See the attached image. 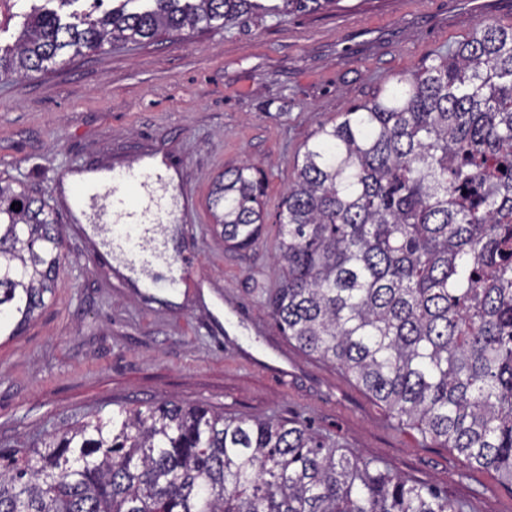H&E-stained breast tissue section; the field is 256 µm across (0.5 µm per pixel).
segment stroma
<instances>
[{
    "label": "stroma",
    "instance_id": "1",
    "mask_svg": "<svg viewBox=\"0 0 512 512\" xmlns=\"http://www.w3.org/2000/svg\"><path fill=\"white\" fill-rule=\"evenodd\" d=\"M512 26V0H340L280 21L164 34L32 77L0 79V179L55 206L65 167L125 169L169 157L196 208L178 225L200 286L172 302L139 295L70 213L55 212L68 259L21 336L0 338V456L122 407L175 400L228 417L300 421L343 453L447 492L465 512H512V484L398 423L343 369L284 336L266 307L279 281L278 216L294 162L321 125L431 64L481 23ZM265 180L267 221L250 248L225 247L208 196L224 168ZM289 375L273 372L277 354Z\"/></svg>",
    "mask_w": 512,
    "mask_h": 512
}]
</instances>
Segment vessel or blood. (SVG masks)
<instances>
[{
    "mask_svg": "<svg viewBox=\"0 0 512 512\" xmlns=\"http://www.w3.org/2000/svg\"><path fill=\"white\" fill-rule=\"evenodd\" d=\"M73 202L91 210L94 222L109 225L110 252L137 268L145 287H152L153 271L161 265L169 270L168 287H181L194 278L193 257L170 253L166 242L168 224L191 210L192 198L160 173L146 166L125 169L113 176L111 189L104 193L78 182Z\"/></svg>",
    "mask_w": 512,
    "mask_h": 512,
    "instance_id": "vessel-or-blood-1",
    "label": "vessel or blood"
}]
</instances>
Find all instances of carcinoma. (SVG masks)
<instances>
[{
  "instance_id": "carcinoma-1",
  "label": "carcinoma",
  "mask_w": 512,
  "mask_h": 512,
  "mask_svg": "<svg viewBox=\"0 0 512 512\" xmlns=\"http://www.w3.org/2000/svg\"><path fill=\"white\" fill-rule=\"evenodd\" d=\"M0 78L114 41L285 18L339 0H132L70 22L30 0ZM263 181L224 169V244L265 224ZM21 203V209L11 208ZM279 215L281 332L340 366L401 423L512 482V27L485 23L303 145ZM42 198L0 181V335L18 336L65 265ZM0 512H464L293 421L175 401L55 432L0 464Z\"/></svg>"
}]
</instances>
